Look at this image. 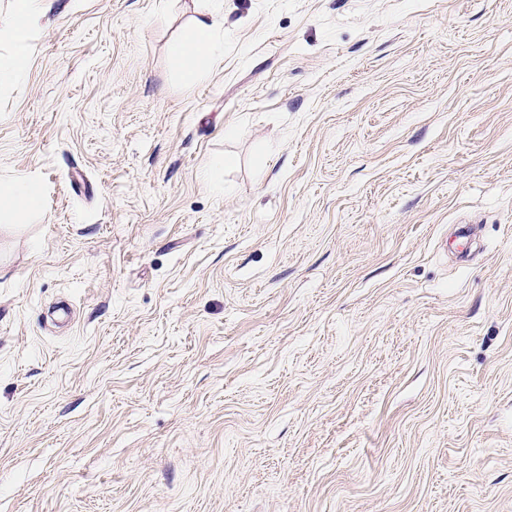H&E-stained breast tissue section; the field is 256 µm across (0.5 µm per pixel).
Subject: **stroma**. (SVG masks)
Returning <instances> with one entry per match:
<instances>
[{
	"label": "stroma",
	"instance_id": "stroma-1",
	"mask_svg": "<svg viewBox=\"0 0 512 512\" xmlns=\"http://www.w3.org/2000/svg\"><path fill=\"white\" fill-rule=\"evenodd\" d=\"M196 7L0 86V512H512V0ZM201 5L185 33L171 46L172 56L181 73L190 78L211 74L215 54L213 17L220 0H199ZM42 191L37 183L19 178L10 183H0V211L16 213L23 217L42 209Z\"/></svg>",
	"mask_w": 512,
	"mask_h": 512
}]
</instances>
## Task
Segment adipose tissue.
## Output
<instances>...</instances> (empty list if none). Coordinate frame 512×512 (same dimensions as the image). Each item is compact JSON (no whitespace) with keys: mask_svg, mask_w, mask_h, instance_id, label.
<instances>
[{"mask_svg":"<svg viewBox=\"0 0 512 512\" xmlns=\"http://www.w3.org/2000/svg\"><path fill=\"white\" fill-rule=\"evenodd\" d=\"M44 0H14L9 36L16 46L13 54L0 56V84L18 78L26 66L25 42L27 35L39 22ZM220 0H201L185 33L171 46L172 56L181 73L190 78H204L211 74L215 54L213 46V17ZM42 191L37 183L20 178L0 183V211L17 216L39 212Z\"/></svg>","mask_w":512,"mask_h":512,"instance_id":"adipose-tissue-1","label":"adipose tissue"}]
</instances>
